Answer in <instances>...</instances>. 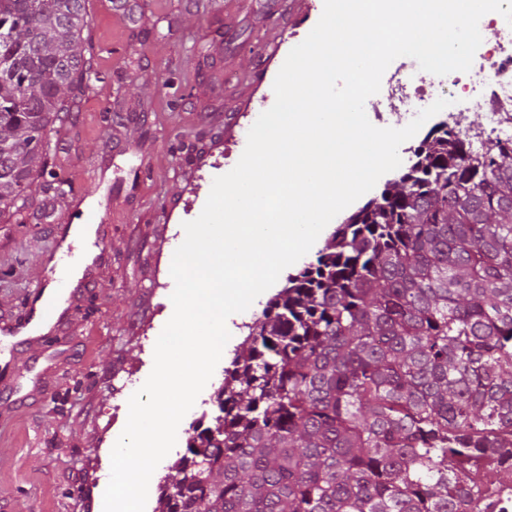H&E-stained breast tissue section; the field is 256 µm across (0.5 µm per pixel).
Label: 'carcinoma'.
Returning <instances> with one entry per match:
<instances>
[{
  "label": "carcinoma",
  "instance_id": "carcinoma-1",
  "mask_svg": "<svg viewBox=\"0 0 512 512\" xmlns=\"http://www.w3.org/2000/svg\"><path fill=\"white\" fill-rule=\"evenodd\" d=\"M90 0H0V223L103 79ZM288 278L155 512H482L512 469V144L443 123Z\"/></svg>",
  "mask_w": 512,
  "mask_h": 512
}]
</instances>
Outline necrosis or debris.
<instances>
[{
	"instance_id": "4bbe7bcc",
	"label": "necrosis or debris",
	"mask_w": 512,
	"mask_h": 512,
	"mask_svg": "<svg viewBox=\"0 0 512 512\" xmlns=\"http://www.w3.org/2000/svg\"><path fill=\"white\" fill-rule=\"evenodd\" d=\"M480 23L493 27L495 40L468 72L451 73L444 79L428 72L392 74L383 88L389 106L431 98L443 87L449 96L463 99L466 111L481 114L478 144L512 140V25L496 12L484 15Z\"/></svg>"
}]
</instances>
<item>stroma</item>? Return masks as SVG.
<instances>
[{"label": "stroma", "instance_id": "stroma-1", "mask_svg": "<svg viewBox=\"0 0 512 512\" xmlns=\"http://www.w3.org/2000/svg\"><path fill=\"white\" fill-rule=\"evenodd\" d=\"M324 0H91L88 36L105 80L57 137L55 164L75 203L98 198L108 256L98 282L72 303L66 323L13 358L12 401L0 404V512H99V494L122 431L112 392L138 390L171 318L176 231L202 212L224 154L274 101L289 51ZM21 224L0 223V310L21 314L28 290L68 237L59 199L34 186ZM221 359L192 409L172 465L193 425L213 416Z\"/></svg>", "mask_w": 512, "mask_h": 512}]
</instances>
